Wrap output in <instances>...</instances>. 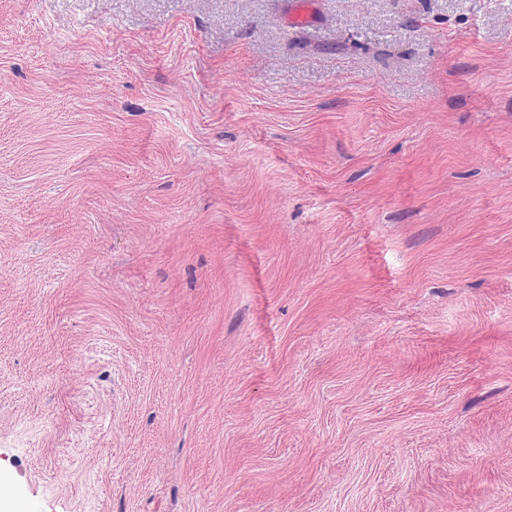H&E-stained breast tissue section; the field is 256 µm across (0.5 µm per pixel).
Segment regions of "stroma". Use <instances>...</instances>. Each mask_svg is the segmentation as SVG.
<instances>
[{
    "mask_svg": "<svg viewBox=\"0 0 512 512\" xmlns=\"http://www.w3.org/2000/svg\"><path fill=\"white\" fill-rule=\"evenodd\" d=\"M0 0V512H512V0Z\"/></svg>",
    "mask_w": 512,
    "mask_h": 512,
    "instance_id": "1",
    "label": "stroma"
}]
</instances>
